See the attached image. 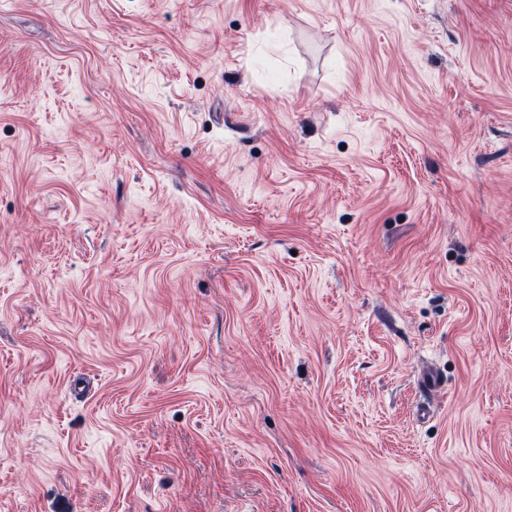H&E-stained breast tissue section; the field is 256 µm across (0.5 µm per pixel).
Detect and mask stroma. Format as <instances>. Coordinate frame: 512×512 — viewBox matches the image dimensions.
<instances>
[{
	"label": "stroma",
	"instance_id": "stroma-1",
	"mask_svg": "<svg viewBox=\"0 0 512 512\" xmlns=\"http://www.w3.org/2000/svg\"><path fill=\"white\" fill-rule=\"evenodd\" d=\"M0 512H512V0H0Z\"/></svg>",
	"mask_w": 512,
	"mask_h": 512
}]
</instances>
